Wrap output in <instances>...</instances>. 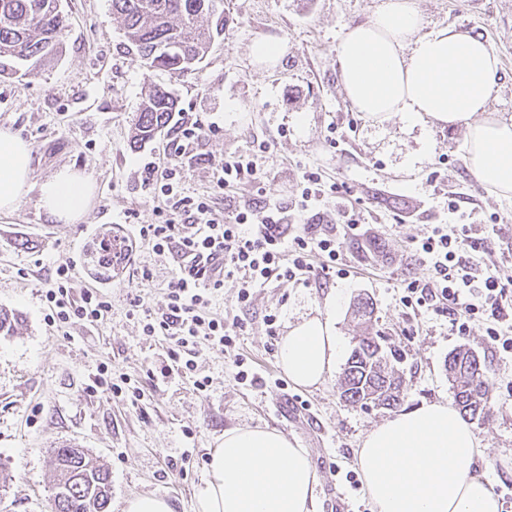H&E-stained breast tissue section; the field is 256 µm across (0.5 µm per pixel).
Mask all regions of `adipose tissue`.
I'll return each mask as SVG.
<instances>
[{
  "label": "adipose tissue",
  "instance_id": "ef3b65f1",
  "mask_svg": "<svg viewBox=\"0 0 512 512\" xmlns=\"http://www.w3.org/2000/svg\"><path fill=\"white\" fill-rule=\"evenodd\" d=\"M347 100L374 124L459 127L475 178L512 197V117L489 110L497 54L482 39L446 27L423 32L416 0H382L337 46ZM32 148L0 130V213L14 211L32 178ZM94 186L63 167L39 185L49 215L73 224L87 214ZM332 313L289 325L278 364L295 386L312 389L332 375L341 355ZM480 438L448 402H425L368 431L356 463L372 512H501L493 484L480 472ZM318 478L305 449L268 427H236L210 454L193 512H313Z\"/></svg>",
  "mask_w": 512,
  "mask_h": 512
}]
</instances>
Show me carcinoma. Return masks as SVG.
<instances>
[{
	"label": "carcinoma",
	"mask_w": 512,
	"mask_h": 512,
	"mask_svg": "<svg viewBox=\"0 0 512 512\" xmlns=\"http://www.w3.org/2000/svg\"><path fill=\"white\" fill-rule=\"evenodd\" d=\"M112 12L123 20L125 37L150 68L184 74L195 71L214 43L224 36L223 0H112ZM68 16L60 0H0V71L38 75L63 53ZM178 100L155 86L141 105L130 138L139 148L169 127ZM352 314L371 322L374 304L369 297L354 300ZM17 315L0 309V335L12 336ZM401 355L383 344L380 336L357 338L339 380L340 396L351 404L395 409L404 398L403 377L396 368ZM448 381L460 413L485 420L491 412L489 373L478 357L463 347L448 356ZM55 474L51 512H110V472L88 452L74 445L50 451Z\"/></svg>",
	"instance_id": "cac0c4a2"
}]
</instances>
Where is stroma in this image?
I'll return each mask as SVG.
<instances>
[{
  "label": "stroma",
  "instance_id": "35a3bbf8",
  "mask_svg": "<svg viewBox=\"0 0 512 512\" xmlns=\"http://www.w3.org/2000/svg\"><path fill=\"white\" fill-rule=\"evenodd\" d=\"M381 0H224V36L200 68L177 76L143 65L131 49L112 0H62L69 27L63 53L36 77L0 75V130L32 146L33 180L41 182L63 166L87 174L95 184L84 220L62 224L30 191L19 209L0 214V308L19 315L16 335L0 336V512H49L53 474L50 449L85 448L109 469L111 512H122L134 494L169 498L176 512H192L196 487L209 454L225 430L270 426L307 449L318 475L316 512H370L364 485L353 484V450L391 410L345 403L336 378L318 388H296L277 361V343L289 324L336 302V331L343 356H350L357 329L350 305L371 298L372 328L402 354L406 381L403 409L453 398L445 369L451 352L471 348L492 382L491 416L476 428L486 446L480 464L512 512V357L495 353L481 326L459 333L448 316L405 307L406 281L425 276L415 246L429 225L448 223V193H463L475 219L493 224L512 243V202L496 197L469 171L460 128L405 127L399 119L379 126L346 100L337 45L347 27L366 21ZM424 30L453 27L485 40L501 60L492 111L512 116V0H418ZM260 39L281 42L276 61L252 54ZM171 90L179 110L169 128L140 148L129 131L152 86ZM202 127L198 157L186 173L187 194L215 192V167L266 146L259 164L260 186L235 195L245 204L264 197L288 205L303 172H318L340 188L372 230L365 244L346 225L336 227L344 277L310 275L302 282L271 281L255 289L249 307L238 309V288L226 281L209 311L241 317L236 351L266 380L238 383L230 357L203 349L197 372L208 377L197 391L189 377H153L166 357L127 315L129 297L158 309L175 277L170 252L137 247L112 281L99 283L85 269L89 245L103 238L131 239L137 224L157 223L155 204L143 183L145 166L173 158L184 128ZM69 261L76 288H101L112 302L110 317L89 327L63 331L44 321L40 290L54 260ZM149 265L153 280L139 283L136 262ZM277 317L274 329L264 318ZM138 380L141 408L109 393L90 394L88 376L99 364Z\"/></svg>",
  "mask_w": 512,
  "mask_h": 512
}]
</instances>
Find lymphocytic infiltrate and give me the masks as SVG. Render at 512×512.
I'll return each mask as SVG.
<instances>
[{
  "instance_id": "f902f5d3",
  "label": "lymphocytic infiltrate",
  "mask_w": 512,
  "mask_h": 512,
  "mask_svg": "<svg viewBox=\"0 0 512 512\" xmlns=\"http://www.w3.org/2000/svg\"><path fill=\"white\" fill-rule=\"evenodd\" d=\"M203 137L201 128L184 129L173 161L146 171L144 184L159 202L160 221L136 225L135 235L155 252L176 254L180 264L164 289L161 308H144L136 295L128 311L145 336H160L169 343L160 376L193 375L201 392L206 391L208 379L197 375L196 359L204 346L232 355L239 383L263 382L235 352L240 320L228 324L207 312L211 295L223 288L225 280L238 281L237 303L245 308L254 289L274 279L298 281L316 267L324 277L343 276L337 225H347L360 237L368 234L348 205L338 206L335 216L327 215L326 186L314 172L303 174L301 195L287 211L271 200L242 206L231 197L220 201L212 195L185 194V168L195 159ZM258 158V151L252 149L218 163L217 186L258 183ZM461 203L460 193L449 192L451 223L431 225L418 242L416 252L430 274L407 283L402 302L408 308L447 313L461 333L469 331L471 323H481L491 343L512 354V290L502 283L493 257L479 263L467 257L470 238L457 227L468 224L473 214ZM41 297L48 308L46 322L59 330L76 322L94 326L112 313L111 300L98 290L74 293L70 266L63 261L55 264Z\"/></svg>"
}]
</instances>
